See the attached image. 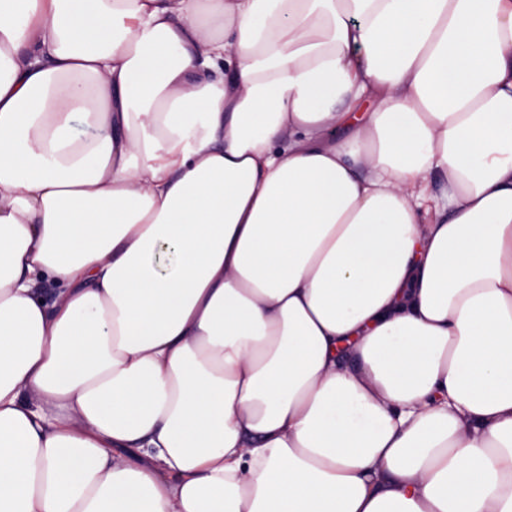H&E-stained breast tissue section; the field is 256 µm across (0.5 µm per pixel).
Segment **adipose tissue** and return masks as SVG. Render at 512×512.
<instances>
[{"label":"adipose tissue","instance_id":"1","mask_svg":"<svg viewBox=\"0 0 512 512\" xmlns=\"http://www.w3.org/2000/svg\"><path fill=\"white\" fill-rule=\"evenodd\" d=\"M0 512H512V0H0Z\"/></svg>","mask_w":512,"mask_h":512}]
</instances>
